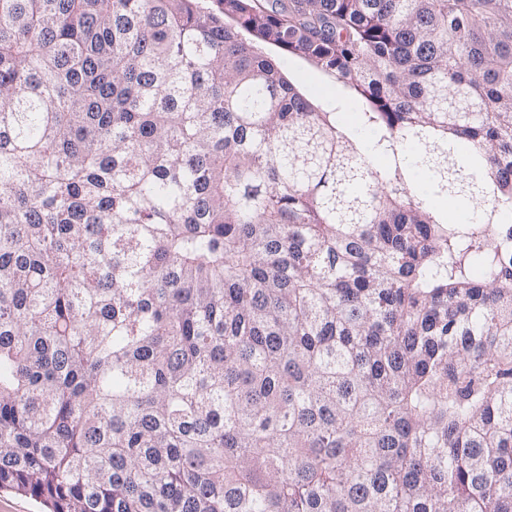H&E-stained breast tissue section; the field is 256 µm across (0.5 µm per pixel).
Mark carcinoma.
<instances>
[{"label":"carcinoma","mask_w":512,"mask_h":512,"mask_svg":"<svg viewBox=\"0 0 512 512\" xmlns=\"http://www.w3.org/2000/svg\"><path fill=\"white\" fill-rule=\"evenodd\" d=\"M215 3L0 0V489L512 512V0ZM274 58L282 73L301 92L314 98L315 104L325 112H340L343 122L357 127L360 135L363 130L359 123L362 103L351 97L345 90L336 86L320 70L299 57L282 55L272 48H266ZM420 188L427 192L432 204L439 210L448 213V217L454 218V223H467L471 217V209L463 199H450L434 195L429 189V180L421 178Z\"/></svg>","instance_id":"1"}]
</instances>
